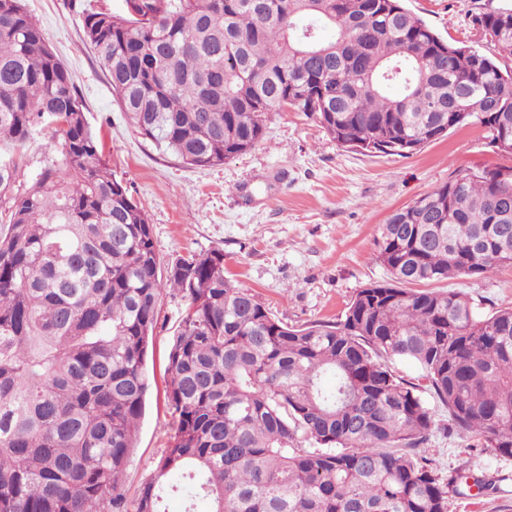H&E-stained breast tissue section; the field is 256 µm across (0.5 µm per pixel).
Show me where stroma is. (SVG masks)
Segmentation results:
<instances>
[{
  "instance_id": "1",
  "label": "stroma",
  "mask_w": 512,
  "mask_h": 512,
  "mask_svg": "<svg viewBox=\"0 0 512 512\" xmlns=\"http://www.w3.org/2000/svg\"><path fill=\"white\" fill-rule=\"evenodd\" d=\"M50 48L70 73L87 121L105 143L104 157L149 217L161 264L212 250L224 254V274L294 326L340 318L357 289L384 278L374 259L379 226L397 209L471 168L512 166L488 130L466 125L408 155L362 154L339 148L301 112L272 115L248 152L216 167H187L161 152L130 125L112 86L83 41L82 11L121 12L123 0H23ZM438 34L480 44L469 18L476 8L512 0H404ZM489 313L512 307V268L482 279L441 282ZM185 302L164 290L149 347L152 377L125 490L134 496L152 474L167 442L162 402L165 359ZM426 446L448 481V512H512V458L497 456L480 437L451 429L435 406ZM479 472L484 491L466 485Z\"/></svg>"
}]
</instances>
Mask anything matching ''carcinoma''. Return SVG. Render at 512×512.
Instances as JSON below:
<instances>
[{"label": "carcinoma", "instance_id": "cac0c4a2", "mask_svg": "<svg viewBox=\"0 0 512 512\" xmlns=\"http://www.w3.org/2000/svg\"><path fill=\"white\" fill-rule=\"evenodd\" d=\"M84 40L143 137L188 167L254 147L269 116L344 149L405 156L469 122L512 155V68L443 38L404 0H124ZM512 55V6L470 16ZM335 31L324 41L320 29ZM50 130L19 188L21 151ZM77 89L22 0H0V512H448L425 455L435 415L512 457V308L455 289L512 268V167L469 169L380 225L387 277L339 320L290 326L224 277V253L161 270L149 218L108 171ZM166 448L130 499L165 288Z\"/></svg>", "mask_w": 512, "mask_h": 512}]
</instances>
